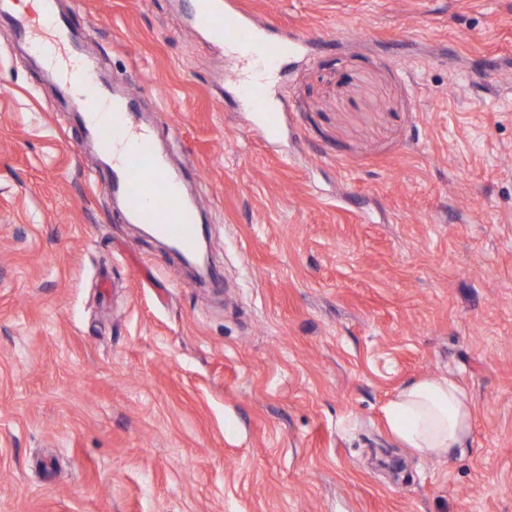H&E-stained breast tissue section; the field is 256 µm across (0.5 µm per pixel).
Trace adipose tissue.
Listing matches in <instances>:
<instances>
[{
    "label": "adipose tissue",
    "mask_w": 512,
    "mask_h": 512,
    "mask_svg": "<svg viewBox=\"0 0 512 512\" xmlns=\"http://www.w3.org/2000/svg\"><path fill=\"white\" fill-rule=\"evenodd\" d=\"M471 404L469 394L451 379H414L389 402L387 424L405 447L449 456L470 441Z\"/></svg>",
    "instance_id": "ef3b65f1"
}]
</instances>
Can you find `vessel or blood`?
<instances>
[{
    "instance_id": "1",
    "label": "vessel or blood",
    "mask_w": 512,
    "mask_h": 512,
    "mask_svg": "<svg viewBox=\"0 0 512 512\" xmlns=\"http://www.w3.org/2000/svg\"><path fill=\"white\" fill-rule=\"evenodd\" d=\"M41 2V16L17 13L13 21L36 52L51 56L62 85L90 87V94L76 97V110L85 126L95 132L98 145L110 149L108 173L113 193L122 197L125 212L135 223L151 225L156 236L184 256H192L201 232L199 205L187 201L180 179L157 151L153 125L138 122L124 91L96 81L59 0ZM192 16L215 45L246 56L250 72L234 70L230 81L240 88L246 109L265 139L277 140L283 114L274 102V82L286 61L309 43V35L286 38L274 23L257 24L240 0H196Z\"/></svg>"
}]
</instances>
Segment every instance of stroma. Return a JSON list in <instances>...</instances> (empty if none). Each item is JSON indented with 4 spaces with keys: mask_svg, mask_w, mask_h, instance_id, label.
<instances>
[{
    "mask_svg": "<svg viewBox=\"0 0 512 512\" xmlns=\"http://www.w3.org/2000/svg\"><path fill=\"white\" fill-rule=\"evenodd\" d=\"M314 34L245 112L190 0H62L194 182L219 286L114 207L0 22V512H512V0H244ZM454 378L468 447L388 433Z\"/></svg>",
    "mask_w": 512,
    "mask_h": 512,
    "instance_id": "1",
    "label": "stroma"
}]
</instances>
